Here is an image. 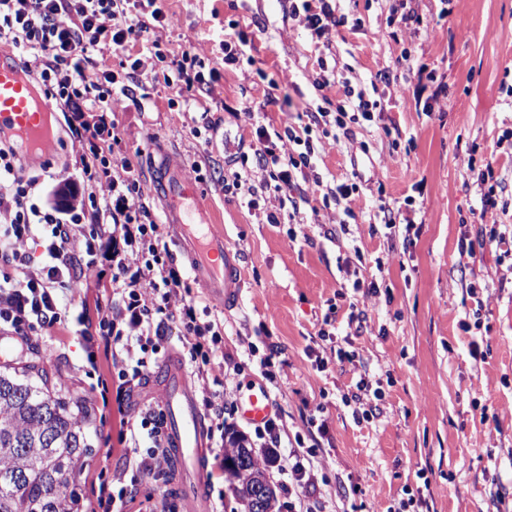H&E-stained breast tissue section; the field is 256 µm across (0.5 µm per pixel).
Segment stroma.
I'll return each instance as SVG.
<instances>
[{
	"label": "stroma",
	"instance_id": "1",
	"mask_svg": "<svg viewBox=\"0 0 512 512\" xmlns=\"http://www.w3.org/2000/svg\"><path fill=\"white\" fill-rule=\"evenodd\" d=\"M398 0H337L344 22L328 37L312 38L288 13V0H163L178 19L167 30L168 50L190 46L205 66L221 56L227 32L250 43L239 64L221 71L213 95L196 105L171 106L163 83L143 78L141 107L115 103L107 115L120 132L117 157L135 168L149 216L166 227L169 253L196 301L200 321L223 323L224 368L237 370L227 397L235 431L250 448L259 441L236 410L242 392L260 382L283 425L278 450L287 456L295 433L310 417L325 423L319 435L323 476L305 492L328 512H393L407 493L425 498L428 512H512V251L485 246L460 255L461 239L481 226L512 225V149L498 147L512 130V0H412L423 23L418 34L388 23ZM433 70L447 87L433 112L416 109L397 87L407 74L399 59ZM337 67L335 84H315L323 68ZM392 67L395 81L373 78ZM365 88L378 109L372 121L351 125L340 140L318 139L312 170L324 184H348L356 218L339 226L342 209L320 208L315 222L288 228L248 209L242 194L226 192L233 159L250 154L258 126L256 104L265 94L289 95L293 110L332 112L345 88ZM74 115L51 116L56 147L48 156H24L37 168L50 162L52 178L34 192L55 201L61 184L76 190L74 208H89V188L72 146ZM200 137H192L191 128ZM183 167L201 165L199 189L222 226L241 266L240 298L221 306L192 269L193 249L165 224L164 205L151 189L154 162L163 154ZM492 165L502 179L495 208L485 207L478 175ZM408 219L410 231L388 234L379 224L377 196ZM376 281V293L353 292L354 280ZM479 285L471 295L470 285ZM64 320L39 336L0 331V372L32 356L64 380L90 411L84 431L93 452L80 479L92 502L102 460L126 464L120 416H100L97 379L110 377L98 313L112 306V284L87 297L60 292ZM363 311V327L350 324ZM330 321L331 338L318 330ZM356 352L339 360L336 348ZM98 353V373L87 354ZM327 359L313 367L308 351ZM381 382L373 418L355 420L348 400L359 379ZM425 479H418L417 468ZM181 468L167 481L143 478L126 512H243L224 485V471L208 464L200 497L180 490Z\"/></svg>",
	"mask_w": 512,
	"mask_h": 512
}]
</instances>
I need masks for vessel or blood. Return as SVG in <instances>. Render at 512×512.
Instances as JSON below:
<instances>
[{
    "mask_svg": "<svg viewBox=\"0 0 512 512\" xmlns=\"http://www.w3.org/2000/svg\"><path fill=\"white\" fill-rule=\"evenodd\" d=\"M52 102L36 93L18 58L0 53V138H16L27 148L49 153L54 141L43 125ZM154 190L167 203L166 221L184 239L195 245L193 270L208 294L216 301L237 302L240 288L238 262L224 232L213 221L209 209L181 165L166 159L157 165ZM163 401L167 420L168 448L178 458L190 478L194 493L205 483L208 430L198 400L182 366L176 361L161 365ZM237 410L248 424L263 425L270 417L272 400L264 386H251L239 399Z\"/></svg>",
    "mask_w": 512,
    "mask_h": 512,
    "instance_id": "b4317fda",
    "label": "vessel or blood"
}]
</instances>
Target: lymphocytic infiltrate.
Listing matches in <instances>:
<instances>
[{
	"instance_id": "1",
	"label": "lymphocytic infiltrate",
	"mask_w": 512,
	"mask_h": 512,
	"mask_svg": "<svg viewBox=\"0 0 512 512\" xmlns=\"http://www.w3.org/2000/svg\"><path fill=\"white\" fill-rule=\"evenodd\" d=\"M172 24L158 0H0V42L27 53L26 69L37 76L47 97L76 113L110 109L117 95L139 106L135 88L159 61L167 67L164 85L183 103L201 92L212 94L213 81L198 70L193 48L175 55L164 50L160 34ZM107 49L127 52L124 70L96 68L94 53ZM345 95L348 102L337 105L335 117L308 109L307 125L299 129L288 122L274 136L257 126L252 149L261 179L251 184L238 171L231 179L233 188H246L249 207H264L268 223L284 218L302 223V206L325 189L317 176L303 190L296 181L315 154L313 127L332 121L345 128L350 113L371 120L377 104L366 90L349 88ZM104 129V124L82 120L72 130L83 173L93 184L95 214L85 232L78 229L85 221L80 213L34 203L43 174L22 166L13 144L0 140V329L26 336L52 328L63 316L59 292L76 293L111 280L112 309L102 314L98 326L110 350L112 373L100 382L99 396L103 410L120 414L129 455L125 470L102 467L92 512H124L139 476L157 478L168 467L161 409L147 404L132 415L128 408L164 350L170 326L178 325L190 346L193 373L220 432L228 425L224 394L229 381L210 377L208 371L224 356L222 327L198 319L162 225L146 219L135 169L127 160L113 159ZM30 242L43 249L40 264H33L26 250ZM99 252L111 262V275L99 268ZM295 443L296 450L278 468L292 494L314 486L319 464L318 444H306L300 436Z\"/></svg>"
}]
</instances>
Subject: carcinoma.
Masks as SVG:
<instances>
[{
    "mask_svg": "<svg viewBox=\"0 0 512 512\" xmlns=\"http://www.w3.org/2000/svg\"><path fill=\"white\" fill-rule=\"evenodd\" d=\"M76 405L33 365L0 373V512H79L77 482L92 448ZM244 448V437L229 438L224 482L245 507L249 485L236 463Z\"/></svg>",
    "mask_w": 512,
    "mask_h": 512,
    "instance_id": "carcinoma-1",
    "label": "carcinoma"
}]
</instances>
